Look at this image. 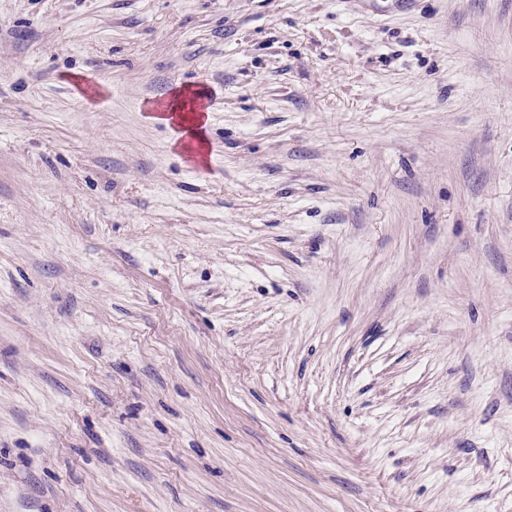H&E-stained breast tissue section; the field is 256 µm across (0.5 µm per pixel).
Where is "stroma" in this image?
<instances>
[{"label": "stroma", "mask_w": 512, "mask_h": 512, "mask_svg": "<svg viewBox=\"0 0 512 512\" xmlns=\"http://www.w3.org/2000/svg\"><path fill=\"white\" fill-rule=\"evenodd\" d=\"M0 512H512V0H0Z\"/></svg>", "instance_id": "obj_1"}]
</instances>
